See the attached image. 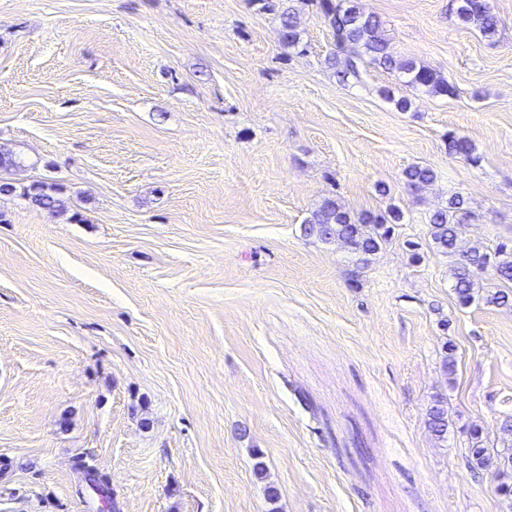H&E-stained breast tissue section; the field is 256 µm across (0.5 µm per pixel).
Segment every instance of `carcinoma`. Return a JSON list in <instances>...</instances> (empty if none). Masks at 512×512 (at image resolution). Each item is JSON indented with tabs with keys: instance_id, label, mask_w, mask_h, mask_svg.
Masks as SVG:
<instances>
[{
	"instance_id": "1",
	"label": "carcinoma",
	"mask_w": 512,
	"mask_h": 512,
	"mask_svg": "<svg viewBox=\"0 0 512 512\" xmlns=\"http://www.w3.org/2000/svg\"><path fill=\"white\" fill-rule=\"evenodd\" d=\"M260 9L277 14L280 44L288 49L304 47L297 12L288 0H256ZM324 23L332 35L333 48L325 63L335 69L342 83L361 81L367 68H378L404 83L405 86L436 97L455 94L453 83L441 72L417 62L401 58L393 52L385 37L383 23L374 13L363 10L360 0H316ZM457 17L465 23L473 22L486 39H494L499 32V18L491 11L488 0H456ZM448 153L467 161L474 160L473 146L464 136L448 139ZM406 185L418 190L436 179L435 171L427 165L415 164L403 172ZM21 196L33 206L51 213H65L68 202L58 188L45 183L22 188ZM466 201L458 193L448 198L446 206L429 217V237L432 244L449 261V276L456 301L463 307L482 301L487 305L512 307V242H500L493 247L482 241L474 242L467 250V260L459 258L457 247L463 232ZM403 213L398 208L386 214L348 211L339 199L328 197L313 211L302 226L307 236L323 242L341 243L350 256V275L359 277L372 257L388 241L393 225L401 223ZM495 282L496 288L484 287L483 280ZM427 425L440 439L448 434L447 398L434 397L428 412ZM503 447L487 444L482 429H469L470 446L466 460L470 468L491 473L496 489L504 497H512V418L500 425Z\"/></svg>"
}]
</instances>
